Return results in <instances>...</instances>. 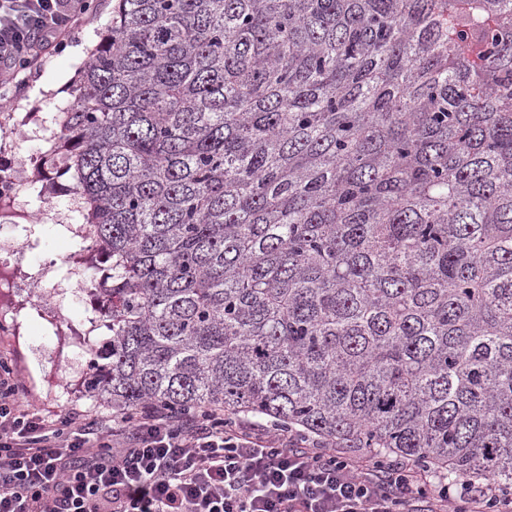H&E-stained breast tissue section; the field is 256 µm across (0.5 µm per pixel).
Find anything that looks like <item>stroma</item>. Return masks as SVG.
<instances>
[{
  "label": "stroma",
  "mask_w": 512,
  "mask_h": 512,
  "mask_svg": "<svg viewBox=\"0 0 512 512\" xmlns=\"http://www.w3.org/2000/svg\"><path fill=\"white\" fill-rule=\"evenodd\" d=\"M115 6L116 0H89L85 22L72 42L63 51L46 52L27 88L20 93L6 91L0 100V106L13 113L26 132L24 139L10 145L17 161L45 155L57 143L58 115L72 105L75 79L107 35ZM52 200L51 214H44L35 230L36 247L10 258L38 278L40 286L0 292V357L12 358L23 400L42 414L82 412L105 422L112 416L111 404L87 396L81 387L87 349L99 346L101 339L94 336L83 343L76 337L91 308L65 278V258L82 251L84 244L56 224L57 218H74L75 196L61 190ZM46 301L61 319L58 332L48 331V320L39 310Z\"/></svg>",
  "instance_id": "1"
}]
</instances>
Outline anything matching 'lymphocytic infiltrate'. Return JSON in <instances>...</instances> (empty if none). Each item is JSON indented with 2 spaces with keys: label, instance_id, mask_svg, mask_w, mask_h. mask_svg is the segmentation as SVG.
<instances>
[{
  "label": "lymphocytic infiltrate",
  "instance_id": "1",
  "mask_svg": "<svg viewBox=\"0 0 512 512\" xmlns=\"http://www.w3.org/2000/svg\"><path fill=\"white\" fill-rule=\"evenodd\" d=\"M85 0H0V86L64 49ZM0 357V512H512V496L438 483L416 466L335 455L304 432L210 410L112 417L24 404Z\"/></svg>",
  "mask_w": 512,
  "mask_h": 512
}]
</instances>
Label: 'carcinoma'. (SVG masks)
I'll return each mask as SVG.
<instances>
[{"mask_svg": "<svg viewBox=\"0 0 512 512\" xmlns=\"http://www.w3.org/2000/svg\"><path fill=\"white\" fill-rule=\"evenodd\" d=\"M60 162L89 395L512 493V0H118Z\"/></svg>", "mask_w": 512, "mask_h": 512, "instance_id": "cac0c4a2", "label": "carcinoma"}]
</instances>
